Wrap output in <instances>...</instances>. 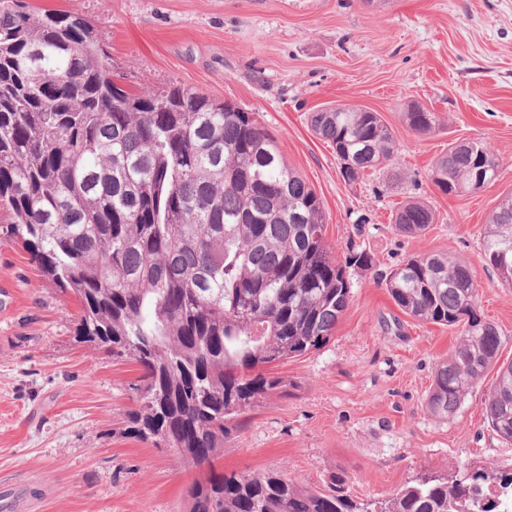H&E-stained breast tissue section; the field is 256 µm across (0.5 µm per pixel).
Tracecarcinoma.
<instances>
[{
  "label": "carcinoma",
  "mask_w": 512,
  "mask_h": 512,
  "mask_svg": "<svg viewBox=\"0 0 512 512\" xmlns=\"http://www.w3.org/2000/svg\"><path fill=\"white\" fill-rule=\"evenodd\" d=\"M404 120L423 134L438 122L420 107ZM309 121L352 185L393 160L395 139L377 112L326 107ZM482 167H500L486 143L452 144L431 180L447 195L473 191ZM0 207L12 215L0 231L78 301L79 339L141 367L128 434L174 449L188 468L212 465L230 429L285 393L269 367L324 345L350 301L346 269L373 265L353 247L336 260L320 198L253 113L188 86L131 91L88 19L25 0H0ZM434 220L420 202L395 213L408 234ZM483 250L511 287L512 193L489 216ZM383 283L403 314L457 330L427 410L453 417L493 368L486 418L511 443L512 360H501L471 267L413 256ZM185 498L188 512H375L340 474L317 490L275 470L213 469ZM380 512H512V473L425 475Z\"/></svg>",
  "instance_id": "obj_1"
}]
</instances>
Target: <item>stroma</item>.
Listing matches in <instances>:
<instances>
[{
	"label": "stroma",
	"instance_id": "stroma-1",
	"mask_svg": "<svg viewBox=\"0 0 512 512\" xmlns=\"http://www.w3.org/2000/svg\"><path fill=\"white\" fill-rule=\"evenodd\" d=\"M91 19L128 89L194 88L254 113L288 167L323 204L352 297L329 341L275 368L285 396L250 411L213 467L187 468L171 450L126 435L140 370L78 338L79 306L31 254L0 238V497L11 512H185L183 493L209 470L281 471L327 486L346 473L354 497L382 501L430 473L460 479L512 473V444L482 406L495 371L450 420L425 407L455 329L401 314L382 284L410 256L445 253L475 275L484 315L512 359V288L485 261L486 218L512 192V0H27ZM331 105L379 112L393 161L348 185L308 116ZM413 106L436 113L412 130ZM487 142L500 159L494 185L445 195L429 171L450 143ZM420 201L435 214L416 236L393 215ZM404 120L410 128L423 134L434 131L438 125L436 113L420 107H411L404 112Z\"/></svg>",
	"mask_w": 512,
	"mask_h": 512
}]
</instances>
